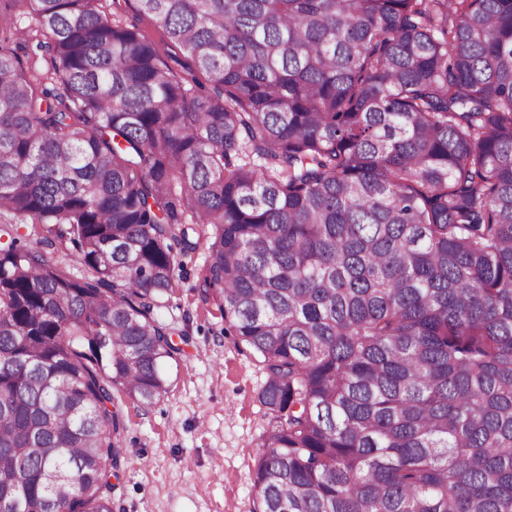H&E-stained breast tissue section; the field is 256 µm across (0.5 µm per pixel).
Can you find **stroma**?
Wrapping results in <instances>:
<instances>
[{
	"mask_svg": "<svg viewBox=\"0 0 512 512\" xmlns=\"http://www.w3.org/2000/svg\"><path fill=\"white\" fill-rule=\"evenodd\" d=\"M205 258L202 249L177 254L182 278L159 312L179 348L163 365L168 394L145 408L115 401L126 428L112 512H251L254 463L270 426L259 398L265 376L202 302Z\"/></svg>",
	"mask_w": 512,
	"mask_h": 512,
	"instance_id": "35a3bbf8",
	"label": "stroma"
}]
</instances>
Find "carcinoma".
I'll list each match as a JSON object with an SVG mask.
<instances>
[{
	"label": "carcinoma",
	"mask_w": 512,
	"mask_h": 512,
	"mask_svg": "<svg viewBox=\"0 0 512 512\" xmlns=\"http://www.w3.org/2000/svg\"><path fill=\"white\" fill-rule=\"evenodd\" d=\"M7 2L0 512H112L171 240L265 372L251 512H512V0Z\"/></svg>",
	"instance_id": "obj_1"
}]
</instances>
